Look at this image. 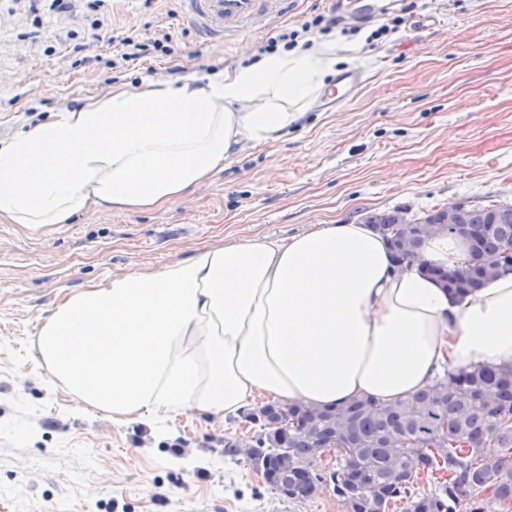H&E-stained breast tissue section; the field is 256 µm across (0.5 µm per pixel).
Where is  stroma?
Listing matches in <instances>:
<instances>
[{"label": "stroma", "instance_id": "stroma-1", "mask_svg": "<svg viewBox=\"0 0 512 512\" xmlns=\"http://www.w3.org/2000/svg\"><path fill=\"white\" fill-rule=\"evenodd\" d=\"M424 2L337 24L333 39L360 46L358 96L338 112L308 109L277 141L231 152L187 198L98 210L36 234L0 223V512H343L326 491L287 499L225 454V440L250 429L243 417L181 416L152 432L81 409L49 384L34 342L66 295L203 247L288 239L394 207L419 215L457 201L512 202V0H436L441 22L428 27ZM330 13L328 0H295L287 18L227 45L184 26L179 0L148 9L106 0L95 15L75 0L39 22L27 0H0V146L121 83H177L247 64L286 28L310 43L320 33L305 22ZM120 29L142 39L170 31L180 52L113 67Z\"/></svg>", "mask_w": 512, "mask_h": 512}]
</instances>
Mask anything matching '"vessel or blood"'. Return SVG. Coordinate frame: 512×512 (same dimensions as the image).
<instances>
[{
  "label": "vessel or blood",
  "instance_id": "vessel-or-blood-1",
  "mask_svg": "<svg viewBox=\"0 0 512 512\" xmlns=\"http://www.w3.org/2000/svg\"><path fill=\"white\" fill-rule=\"evenodd\" d=\"M183 17L201 35L229 41L245 30L259 29L283 19L289 0H179ZM363 75L350 70L340 73L335 86L326 92L319 106L327 112L340 111L360 91Z\"/></svg>",
  "mask_w": 512,
  "mask_h": 512
}]
</instances>
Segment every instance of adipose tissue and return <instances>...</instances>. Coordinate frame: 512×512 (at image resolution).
<instances>
[{
    "instance_id": "obj_1",
    "label": "adipose tissue",
    "mask_w": 512,
    "mask_h": 512,
    "mask_svg": "<svg viewBox=\"0 0 512 512\" xmlns=\"http://www.w3.org/2000/svg\"><path fill=\"white\" fill-rule=\"evenodd\" d=\"M323 41L229 73L149 79L64 109L0 147V221L40 229L89 208L184 199L231 150L277 140L353 62ZM50 384L117 423L160 430L257 399L395 401L444 368L512 365V272L457 301L396 268L368 224L240 239L65 296L36 338Z\"/></svg>"
}]
</instances>
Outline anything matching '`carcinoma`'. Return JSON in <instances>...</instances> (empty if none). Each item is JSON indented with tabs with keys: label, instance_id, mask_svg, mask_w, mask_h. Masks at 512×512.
<instances>
[{
	"label": "carcinoma",
	"instance_id": "1",
	"mask_svg": "<svg viewBox=\"0 0 512 512\" xmlns=\"http://www.w3.org/2000/svg\"><path fill=\"white\" fill-rule=\"evenodd\" d=\"M405 208L367 217L385 240L393 262L411 267L425 240L458 234L468 244L461 265L448 269L421 263L418 269L460 298L475 295L483 281L512 271V204L490 200L463 204L457 223H445L444 207L403 224ZM246 421L257 427L243 454L272 489L291 500H308L328 489L345 512H485L474 497L512 504V366L459 368L412 396L396 401L352 400L332 408L269 402ZM497 452H485L487 448ZM327 450L336 467L319 468ZM437 472L445 480L421 491L418 481Z\"/></svg>",
	"mask_w": 512,
	"mask_h": 512
}]
</instances>
